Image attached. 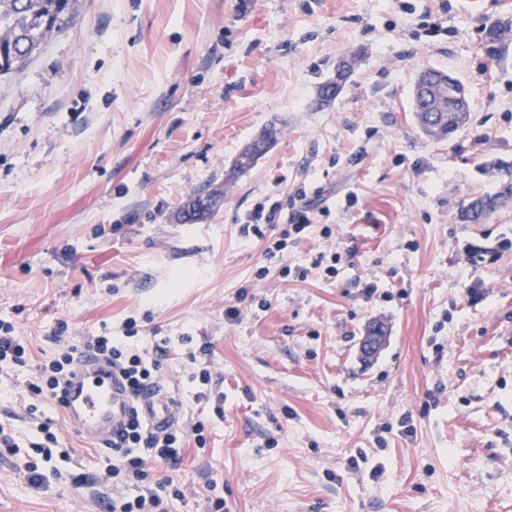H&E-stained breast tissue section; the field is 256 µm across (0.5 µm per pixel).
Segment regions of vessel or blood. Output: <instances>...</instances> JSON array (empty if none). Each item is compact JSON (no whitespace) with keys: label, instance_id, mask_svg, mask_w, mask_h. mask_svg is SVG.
<instances>
[{"label":"vessel or blood","instance_id":"b4317fda","mask_svg":"<svg viewBox=\"0 0 512 512\" xmlns=\"http://www.w3.org/2000/svg\"><path fill=\"white\" fill-rule=\"evenodd\" d=\"M63 400L68 424L96 444L116 438L135 411L156 431L176 423L175 402L161 385H150L138 398H130L111 367L89 354L76 364Z\"/></svg>","mask_w":512,"mask_h":512}]
</instances>
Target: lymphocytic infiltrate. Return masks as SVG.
<instances>
[{
	"label": "lymphocytic infiltrate",
	"mask_w": 512,
	"mask_h": 512,
	"mask_svg": "<svg viewBox=\"0 0 512 512\" xmlns=\"http://www.w3.org/2000/svg\"><path fill=\"white\" fill-rule=\"evenodd\" d=\"M134 326V321H126L120 336L107 333L80 337L68 343L57 356L35 366L27 385L30 401L25 407L27 417L35 425L34 433L26 439L28 452L23 467L31 486L38 488L49 478L61 477V464L74 460L73 449L61 442L57 423L47 416L46 410L59 407L61 388L84 353H91L115 367L132 394H139L145 386L154 383L166 348L156 345L155 354L150 357L132 346L129 339L134 335ZM184 451L185 440L177 429L155 432L139 414H132L124 437L104 452L110 463L101 470L98 484L108 490L117 479L126 488L123 495L103 496L104 512H164V495L172 482L154 479L153 466L158 462L179 465Z\"/></svg>",
	"instance_id": "obj_1"
}]
</instances>
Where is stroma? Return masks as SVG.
I'll return each mask as SVG.
<instances>
[{
    "label": "stroma",
    "mask_w": 512,
    "mask_h": 512,
    "mask_svg": "<svg viewBox=\"0 0 512 512\" xmlns=\"http://www.w3.org/2000/svg\"><path fill=\"white\" fill-rule=\"evenodd\" d=\"M491 22L512 29V0H80L0 78V321L35 364L129 319L139 349L167 339L157 380L206 443L156 465L183 492L166 512H512V250L463 251L512 240V204L458 219L512 164V41L488 55ZM426 68L468 89L453 143L415 124ZM206 186L219 207L182 223ZM302 206L308 228L267 254ZM259 210L272 222L243 235ZM28 375L0 376L23 435ZM22 464L0 457V512H100L97 487L36 489ZM278 134L279 131L275 126L265 127L237 156L234 162L233 173L244 174L249 171L256 161L276 143Z\"/></svg>",
    "instance_id": "obj_1"
}]
</instances>
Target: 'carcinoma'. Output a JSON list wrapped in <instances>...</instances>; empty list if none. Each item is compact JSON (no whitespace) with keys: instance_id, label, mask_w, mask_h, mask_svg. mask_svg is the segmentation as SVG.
<instances>
[{"instance_id":"cac0c4a2","label":"carcinoma","mask_w":512,"mask_h":512,"mask_svg":"<svg viewBox=\"0 0 512 512\" xmlns=\"http://www.w3.org/2000/svg\"><path fill=\"white\" fill-rule=\"evenodd\" d=\"M69 13V0H0V30L7 29L12 33L6 45V57L14 58L18 66L25 63L64 31ZM483 34L491 54L512 36L497 23L485 26ZM412 104L418 129L436 141L453 139L468 128L471 120V105L464 84L443 70L429 68L420 73ZM278 134L274 126L264 128L237 156L233 173L249 171L276 143ZM498 170L505 172V177L500 179L497 190L461 206V221L481 224L500 209L502 197L512 196V166L502 163ZM212 208L210 204L198 211L194 200H189L181 209L184 223H194Z\"/></svg>"}]
</instances>
